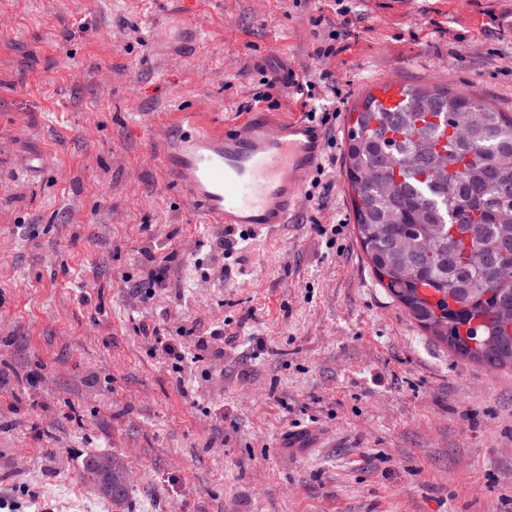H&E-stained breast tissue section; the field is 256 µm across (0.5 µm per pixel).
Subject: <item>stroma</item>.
<instances>
[{
  "mask_svg": "<svg viewBox=\"0 0 512 512\" xmlns=\"http://www.w3.org/2000/svg\"><path fill=\"white\" fill-rule=\"evenodd\" d=\"M343 4L345 26L333 0H195L203 41L175 57L151 0H0V512H512V368L453 355L379 285L344 171L377 81L512 115V0ZM285 69L312 95L264 85ZM310 101L336 115L292 223L226 235L169 181L185 108ZM146 325L190 329L181 364ZM100 454L121 506L82 478Z\"/></svg>",
  "mask_w": 512,
  "mask_h": 512,
  "instance_id": "35a3bbf8",
  "label": "stroma"
}]
</instances>
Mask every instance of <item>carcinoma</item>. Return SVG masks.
<instances>
[{
  "label": "carcinoma",
  "instance_id": "obj_1",
  "mask_svg": "<svg viewBox=\"0 0 512 512\" xmlns=\"http://www.w3.org/2000/svg\"><path fill=\"white\" fill-rule=\"evenodd\" d=\"M385 110L366 93L348 113L347 178L357 236L380 285L457 356L512 367V115L466 93L403 89ZM434 100L448 132L420 126L411 106ZM442 153L413 166L418 138ZM486 256L458 255L456 230ZM437 295L423 298L421 286Z\"/></svg>",
  "mask_w": 512,
  "mask_h": 512
}]
</instances>
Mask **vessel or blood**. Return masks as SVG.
<instances>
[{"mask_svg":"<svg viewBox=\"0 0 512 512\" xmlns=\"http://www.w3.org/2000/svg\"><path fill=\"white\" fill-rule=\"evenodd\" d=\"M180 127L162 148L163 165L206 223L254 230L292 223L301 185L322 158L321 126L302 114L205 122L185 111Z\"/></svg>","mask_w":512,"mask_h":512,"instance_id":"b4317fda","label":"vessel or blood"}]
</instances>
